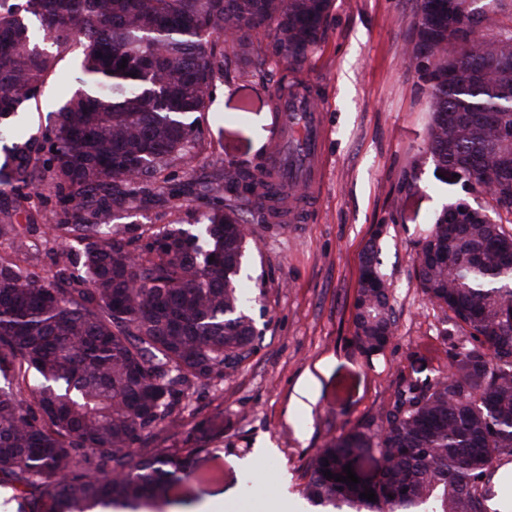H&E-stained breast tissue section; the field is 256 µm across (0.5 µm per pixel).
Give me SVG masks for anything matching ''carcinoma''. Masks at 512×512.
Instances as JSON below:
<instances>
[{
	"instance_id": "1",
	"label": "carcinoma",
	"mask_w": 512,
	"mask_h": 512,
	"mask_svg": "<svg viewBox=\"0 0 512 512\" xmlns=\"http://www.w3.org/2000/svg\"><path fill=\"white\" fill-rule=\"evenodd\" d=\"M332 0H0V195L54 192L65 220L55 241L83 243L81 268L63 251L41 275L0 254V486L19 512H163L169 491L193 476V448H148L190 390L224 381L256 349L240 278L248 210L268 203L267 164L224 167V186L196 218L197 232L113 225L127 203L172 193L167 171L199 138L222 67L271 56L285 69L316 49ZM492 26L468 53L466 21ZM270 41L259 52L253 34ZM426 64L427 153L494 175L497 223L466 200L436 216L414 258L418 288L447 312L456 337L446 370L405 381L378 414L307 465L314 512H500L499 471L512 465V11L506 0H418ZM228 41L229 52L218 49ZM82 55L81 87L41 136L21 114L59 61ZM125 68H120L122 59ZM136 77H131V74ZM0 239L22 247L19 225ZM375 240L362 252L355 340L366 355L395 334ZM376 463L352 486L326 478ZM374 490L375 501L360 494Z\"/></svg>"
}]
</instances>
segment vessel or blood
I'll list each match as a JSON object with an SVG mask.
<instances>
[{
    "label": "vessel or blood",
    "mask_w": 512,
    "mask_h": 512,
    "mask_svg": "<svg viewBox=\"0 0 512 512\" xmlns=\"http://www.w3.org/2000/svg\"><path fill=\"white\" fill-rule=\"evenodd\" d=\"M317 84L299 78L291 94L276 95L274 112L280 130L268 151L275 184H295L314 193L324 161L325 131Z\"/></svg>",
    "instance_id": "obj_1"
}]
</instances>
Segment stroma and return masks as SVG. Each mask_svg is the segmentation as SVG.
Instances as JSON below:
<instances>
[{
	"instance_id": "stroma-1",
	"label": "stroma",
	"mask_w": 512,
	"mask_h": 512,
	"mask_svg": "<svg viewBox=\"0 0 512 512\" xmlns=\"http://www.w3.org/2000/svg\"><path fill=\"white\" fill-rule=\"evenodd\" d=\"M416 34V0H334L316 51L300 69L322 90L326 168L305 223L252 224L243 278L246 309L260 333L254 353L223 381L202 387L176 413L177 428L155 434L154 448L200 449V478L185 482L166 512H311L301 491L309 459L333 438L376 417L401 379L434 377L446 363L439 331L444 315L416 286L413 259L442 205L463 198L443 183L425 153L429 96L408 61ZM81 55L59 62L23 121L49 122L76 87ZM284 70L233 66L216 83L188 165L171 170L190 181L188 195L134 202L118 225L136 230L189 228L203 207L204 185L227 163L255 165L278 128L274 95ZM243 121H236L240 107ZM416 171L420 189L403 188ZM24 243L31 270L51 268L56 247L46 225L63 215L54 201ZM379 244L397 331L385 349L363 355L353 345V303L360 257ZM311 385L309 409L294 408Z\"/></svg>"
}]
</instances>
